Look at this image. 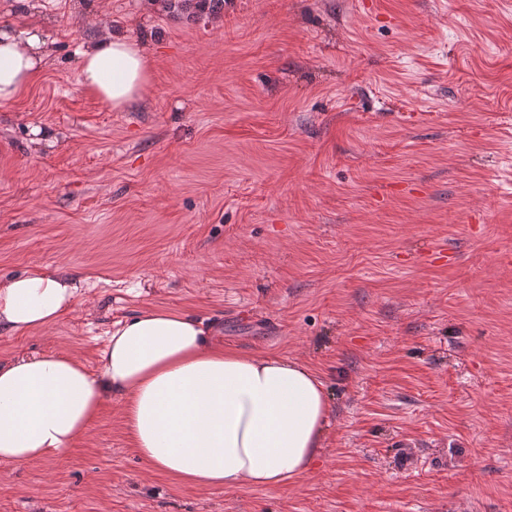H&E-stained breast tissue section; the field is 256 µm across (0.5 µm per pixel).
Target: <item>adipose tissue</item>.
Masks as SVG:
<instances>
[{
	"label": "adipose tissue",
	"instance_id": "ef3b65f1",
	"mask_svg": "<svg viewBox=\"0 0 512 512\" xmlns=\"http://www.w3.org/2000/svg\"><path fill=\"white\" fill-rule=\"evenodd\" d=\"M46 46L34 26H0V105L45 67ZM79 70L84 88L122 110L143 97L150 54L108 27L81 50ZM78 293L72 276L51 269L1 281L0 331L54 324ZM111 397L121 400L126 435L142 459L200 488H273L302 476L319 454L329 414L307 366L241 355L194 315L148 310L113 322L98 371L72 354L0 364V468L64 459Z\"/></svg>",
	"mask_w": 512,
	"mask_h": 512
}]
</instances>
